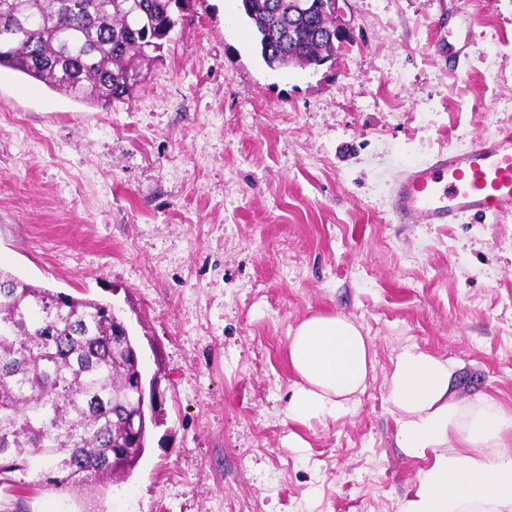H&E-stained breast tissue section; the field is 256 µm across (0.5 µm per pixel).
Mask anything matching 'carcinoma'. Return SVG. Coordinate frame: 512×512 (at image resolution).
<instances>
[{"instance_id":"carcinoma-1","label":"carcinoma","mask_w":512,"mask_h":512,"mask_svg":"<svg viewBox=\"0 0 512 512\" xmlns=\"http://www.w3.org/2000/svg\"><path fill=\"white\" fill-rule=\"evenodd\" d=\"M272 70L319 67L336 55L335 18L323 0H240ZM181 0H0V68L79 101L132 97L182 19ZM110 305L35 286L0 270V477L79 491L112 482V454L131 473L146 438L125 413L140 373Z\"/></svg>"}]
</instances>
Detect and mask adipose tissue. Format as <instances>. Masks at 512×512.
I'll return each instance as SVG.
<instances>
[{
    "label": "adipose tissue",
    "instance_id": "adipose-tissue-1",
    "mask_svg": "<svg viewBox=\"0 0 512 512\" xmlns=\"http://www.w3.org/2000/svg\"><path fill=\"white\" fill-rule=\"evenodd\" d=\"M288 361V417L302 423L354 415L374 369L368 337L339 313L299 322ZM386 389L399 448L426 463L398 512H512V405L464 395L456 365L415 345L397 354Z\"/></svg>",
    "mask_w": 512,
    "mask_h": 512
}]
</instances>
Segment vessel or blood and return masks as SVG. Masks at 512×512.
Wrapping results in <instances>:
<instances>
[{"label":"vessel or blood","instance_id":"obj_1","mask_svg":"<svg viewBox=\"0 0 512 512\" xmlns=\"http://www.w3.org/2000/svg\"><path fill=\"white\" fill-rule=\"evenodd\" d=\"M391 211L407 224H457L511 212L512 135L411 163L392 190Z\"/></svg>","mask_w":512,"mask_h":512}]
</instances>
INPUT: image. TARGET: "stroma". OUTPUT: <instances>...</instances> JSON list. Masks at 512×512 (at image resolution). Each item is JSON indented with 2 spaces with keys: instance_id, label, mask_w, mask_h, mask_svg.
<instances>
[{
  "instance_id": "35a3bbf8",
  "label": "stroma",
  "mask_w": 512,
  "mask_h": 512,
  "mask_svg": "<svg viewBox=\"0 0 512 512\" xmlns=\"http://www.w3.org/2000/svg\"><path fill=\"white\" fill-rule=\"evenodd\" d=\"M353 40L267 68L239 0H192L131 99L0 69V269L111 304L164 393L107 488L0 481V512H398L421 460L385 377L408 344L512 404V214L399 224L403 169L512 131V0H348ZM361 325L355 415L301 424L290 331ZM303 447H293L291 436Z\"/></svg>"
}]
</instances>
